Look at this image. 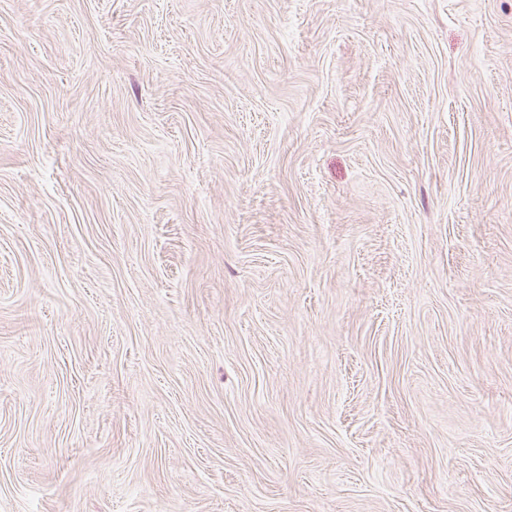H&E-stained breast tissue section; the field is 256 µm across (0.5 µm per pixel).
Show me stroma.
<instances>
[{
	"label": "stroma",
	"mask_w": 512,
	"mask_h": 512,
	"mask_svg": "<svg viewBox=\"0 0 512 512\" xmlns=\"http://www.w3.org/2000/svg\"><path fill=\"white\" fill-rule=\"evenodd\" d=\"M0 512H512V0H0Z\"/></svg>",
	"instance_id": "stroma-1"
}]
</instances>
